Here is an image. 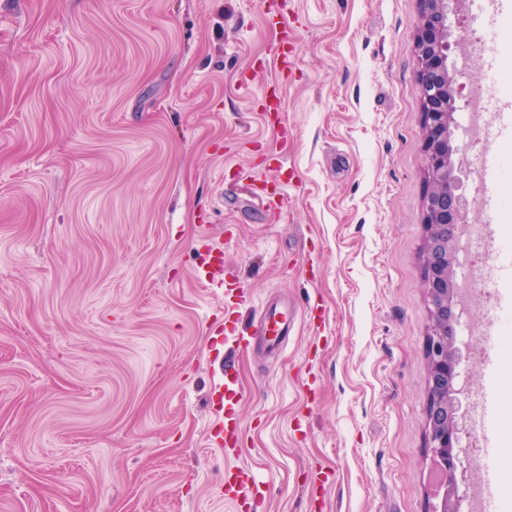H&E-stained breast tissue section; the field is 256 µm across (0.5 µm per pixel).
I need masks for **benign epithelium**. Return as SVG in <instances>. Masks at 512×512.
Returning <instances> with one entry per match:
<instances>
[{
    "instance_id": "benign-epithelium-1",
    "label": "benign epithelium",
    "mask_w": 512,
    "mask_h": 512,
    "mask_svg": "<svg viewBox=\"0 0 512 512\" xmlns=\"http://www.w3.org/2000/svg\"><path fill=\"white\" fill-rule=\"evenodd\" d=\"M451 0H419L414 32L417 91L423 101V149L427 157L425 220L422 251L423 284L431 315L427 341L429 364L428 448L439 472L437 502L431 512H457L456 452L460 429L455 417L451 381L457 374L453 308L462 303L463 286L453 279V247L466 231L471 201L461 192L449 134L463 86L473 67L451 70L449 57L463 55L462 39L450 40L448 4Z\"/></svg>"
}]
</instances>
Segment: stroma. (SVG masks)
Listing matches in <instances>:
<instances>
[{"label":"stroma","instance_id":"obj_1","mask_svg":"<svg viewBox=\"0 0 512 512\" xmlns=\"http://www.w3.org/2000/svg\"><path fill=\"white\" fill-rule=\"evenodd\" d=\"M419 9L0 0V512H239L236 466L257 512H431ZM508 20L512 0L450 13L484 41L477 82ZM270 165L279 210L235 186ZM204 233L217 285L194 272ZM283 298L287 345L239 352ZM498 303L458 324L468 456L486 384L466 329Z\"/></svg>","mask_w":512,"mask_h":512}]
</instances>
